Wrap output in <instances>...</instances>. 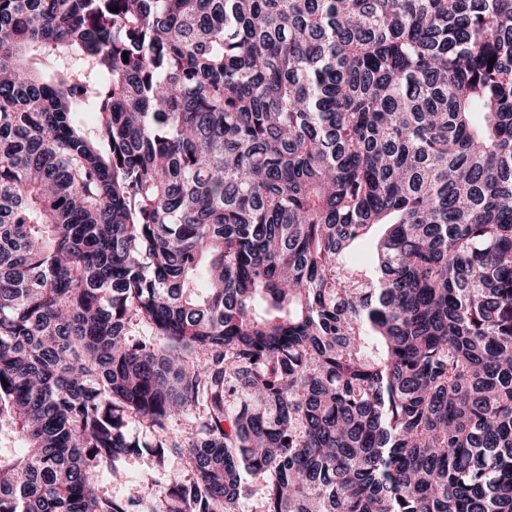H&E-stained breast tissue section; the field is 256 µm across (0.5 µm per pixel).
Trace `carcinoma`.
Masks as SVG:
<instances>
[{
  "label": "carcinoma",
  "mask_w": 512,
  "mask_h": 512,
  "mask_svg": "<svg viewBox=\"0 0 512 512\" xmlns=\"http://www.w3.org/2000/svg\"><path fill=\"white\" fill-rule=\"evenodd\" d=\"M256 491L512 512V0H0V512ZM151 459V456L147 454L140 457H132L120 466L127 475L126 480L116 481L112 479L110 474H98V483L104 492L111 495L113 499L126 500L136 487V478L146 470L150 469L153 479L161 485L168 484L174 475L187 476V474L191 473L186 459L172 457L164 468H157Z\"/></svg>",
  "instance_id": "carcinoma-1"
}]
</instances>
